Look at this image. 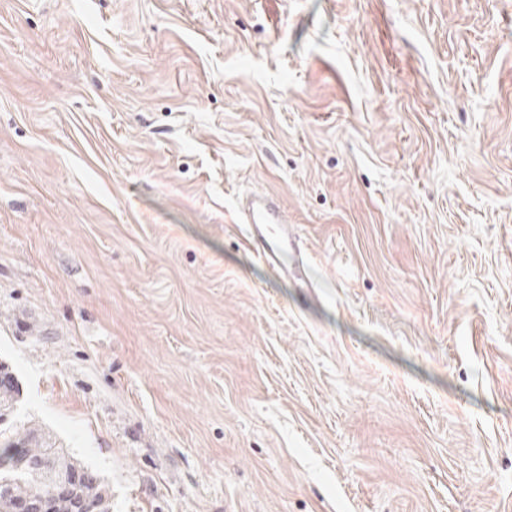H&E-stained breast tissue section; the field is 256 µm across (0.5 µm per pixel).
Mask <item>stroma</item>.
Masks as SVG:
<instances>
[{"label": "stroma", "instance_id": "1", "mask_svg": "<svg viewBox=\"0 0 512 512\" xmlns=\"http://www.w3.org/2000/svg\"><path fill=\"white\" fill-rule=\"evenodd\" d=\"M0 364L112 512H512V0H0ZM239 210L255 252L273 269L290 276L309 297H318L314 289L317 286L302 258L300 241L280 201L271 194L254 193L240 200Z\"/></svg>", "mask_w": 512, "mask_h": 512}]
</instances>
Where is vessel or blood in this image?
<instances>
[{
  "label": "vessel or blood",
  "mask_w": 512,
  "mask_h": 512,
  "mask_svg": "<svg viewBox=\"0 0 512 512\" xmlns=\"http://www.w3.org/2000/svg\"><path fill=\"white\" fill-rule=\"evenodd\" d=\"M239 210L255 252L273 269L292 278L308 296H315L300 242L280 201L267 193H254L240 200Z\"/></svg>",
  "instance_id": "vessel-or-blood-1"
}]
</instances>
